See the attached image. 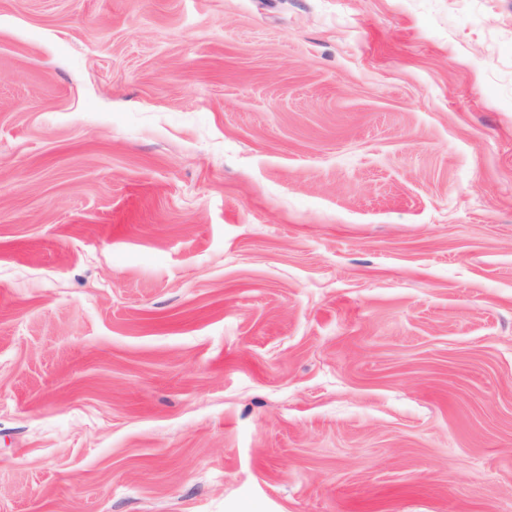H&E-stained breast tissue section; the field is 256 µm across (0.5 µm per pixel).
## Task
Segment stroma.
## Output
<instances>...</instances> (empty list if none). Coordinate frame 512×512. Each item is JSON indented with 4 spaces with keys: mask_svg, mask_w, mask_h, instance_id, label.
<instances>
[{
    "mask_svg": "<svg viewBox=\"0 0 512 512\" xmlns=\"http://www.w3.org/2000/svg\"><path fill=\"white\" fill-rule=\"evenodd\" d=\"M0 512H512V0H0Z\"/></svg>",
    "mask_w": 512,
    "mask_h": 512,
    "instance_id": "35a3bbf8",
    "label": "stroma"
}]
</instances>
